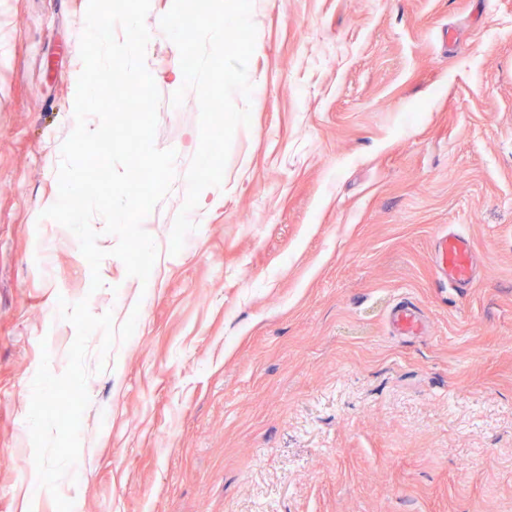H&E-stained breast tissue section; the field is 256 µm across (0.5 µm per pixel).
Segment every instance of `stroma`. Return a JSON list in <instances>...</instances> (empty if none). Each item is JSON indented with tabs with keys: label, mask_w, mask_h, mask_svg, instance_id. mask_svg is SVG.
<instances>
[{
	"label": "stroma",
	"mask_w": 512,
	"mask_h": 512,
	"mask_svg": "<svg viewBox=\"0 0 512 512\" xmlns=\"http://www.w3.org/2000/svg\"><path fill=\"white\" fill-rule=\"evenodd\" d=\"M88 0H0V512H56L26 418L42 350L88 300L127 341L99 360L74 512H512V0H253L251 123L170 254L199 104L151 0L155 145L176 152L128 276L94 218L103 285L43 211L75 126ZM469 240L448 287L437 235ZM423 310L400 337L389 312ZM434 263L438 274L454 288H466L473 277L466 238L457 231H444L436 238Z\"/></svg>",
	"instance_id": "1"
}]
</instances>
